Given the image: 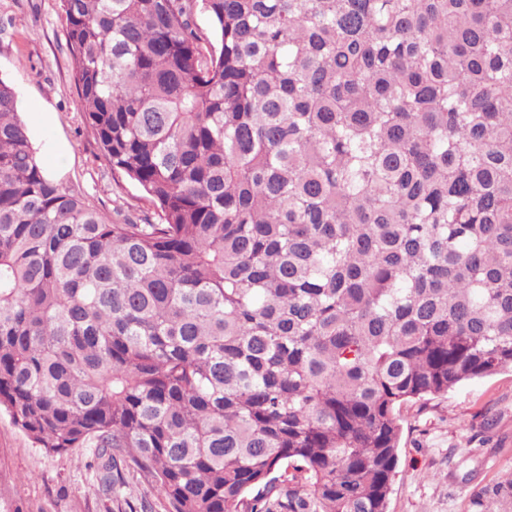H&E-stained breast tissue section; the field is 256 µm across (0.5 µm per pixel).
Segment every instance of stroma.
<instances>
[{
	"label": "stroma",
	"mask_w": 512,
	"mask_h": 512,
	"mask_svg": "<svg viewBox=\"0 0 512 512\" xmlns=\"http://www.w3.org/2000/svg\"><path fill=\"white\" fill-rule=\"evenodd\" d=\"M60 0H0V77L50 175L103 216L157 221L139 185L115 173L76 106ZM399 463L387 512H481L476 494L512 483V372L466 382L398 411ZM96 451L49 454L0 413V512H167L124 462L103 489Z\"/></svg>",
	"instance_id": "stroma-1"
}]
</instances>
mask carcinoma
I'll list each match as a JSON object with an SVG mask.
<instances>
[{"label": "carcinoma", "instance_id": "carcinoma-1", "mask_svg": "<svg viewBox=\"0 0 512 512\" xmlns=\"http://www.w3.org/2000/svg\"><path fill=\"white\" fill-rule=\"evenodd\" d=\"M61 9L160 223L53 179L0 78V410L168 512H386L397 409L512 371V0Z\"/></svg>", "mask_w": 512, "mask_h": 512}]
</instances>
